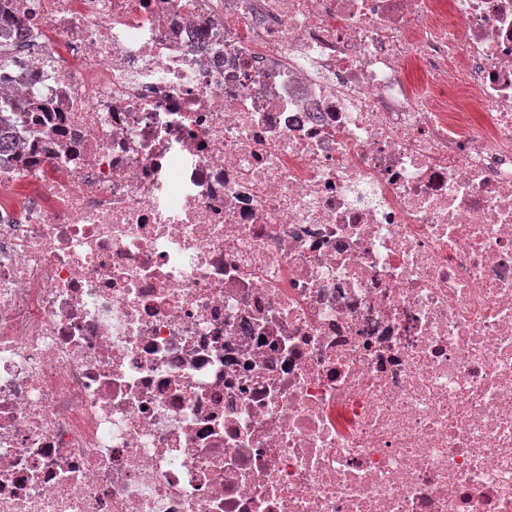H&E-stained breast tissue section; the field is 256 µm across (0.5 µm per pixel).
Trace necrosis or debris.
I'll list each match as a JSON object with an SVG mask.
<instances>
[{"label":"necrosis or debris","mask_w":512,"mask_h":512,"mask_svg":"<svg viewBox=\"0 0 512 512\" xmlns=\"http://www.w3.org/2000/svg\"><path fill=\"white\" fill-rule=\"evenodd\" d=\"M0 512H512V0H0Z\"/></svg>","instance_id":"necrosis-or-debris-1"}]
</instances>
